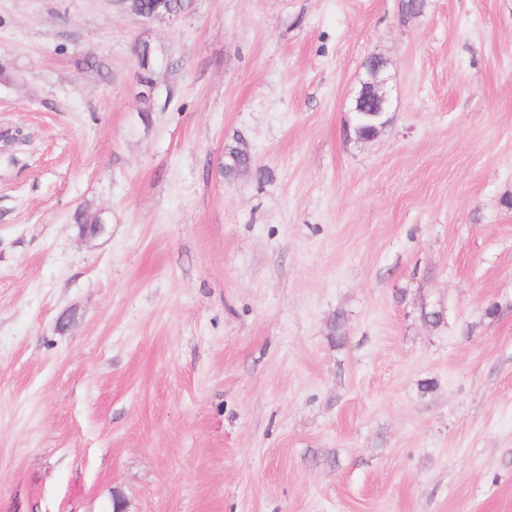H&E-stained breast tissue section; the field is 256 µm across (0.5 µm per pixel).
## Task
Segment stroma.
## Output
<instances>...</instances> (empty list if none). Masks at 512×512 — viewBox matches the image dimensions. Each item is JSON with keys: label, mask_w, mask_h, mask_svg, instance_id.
<instances>
[{"label": "stroma", "mask_w": 512, "mask_h": 512, "mask_svg": "<svg viewBox=\"0 0 512 512\" xmlns=\"http://www.w3.org/2000/svg\"><path fill=\"white\" fill-rule=\"evenodd\" d=\"M1 62L0 512H512V0H0ZM133 53L137 58L138 68L141 71L139 74L141 82H138L143 95L149 96L153 95L155 91V86L153 80L151 78V72L154 66V55L152 53L151 47L148 43L141 42L135 43L133 46ZM152 84V85H150ZM387 76V61L380 55H373L365 69V77L351 99L349 112H366L364 115L374 120L388 114L392 106L391 91ZM372 95V109L366 110V99ZM72 220L73 223L77 225L82 236L86 235L87 232L92 235V226H89L88 224L96 225V235L104 231V226L106 224L105 218L101 213L90 214L88 209L85 207L77 208L73 214Z\"/></svg>", "instance_id": "1"}]
</instances>
